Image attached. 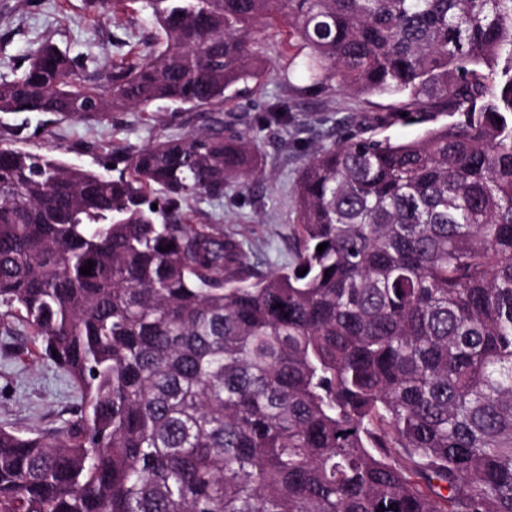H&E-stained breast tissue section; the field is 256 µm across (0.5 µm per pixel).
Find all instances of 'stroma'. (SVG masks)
<instances>
[{"mask_svg":"<svg viewBox=\"0 0 512 512\" xmlns=\"http://www.w3.org/2000/svg\"><path fill=\"white\" fill-rule=\"evenodd\" d=\"M155 32L147 14L99 17L88 11L85 0H0V75L17 74L20 61L51 40L103 77L113 64L127 60L131 49L147 53ZM283 105L286 118L278 135H271L266 112ZM397 105L392 96L356 95L339 88L299 92L268 71L259 89L241 90L224 111L229 123L244 117L243 131L256 138L265 157L262 176L249 190L227 189L222 202L193 203V220L221 225L243 241L251 261L262 269L288 266L296 222L294 185L313 147L333 141L343 123L394 141L417 138L423 126L395 117ZM200 123L198 113L177 112L162 102L152 114L115 112L102 123L43 112L0 113V139L102 171L118 149L180 136ZM77 400L62 371L40 358L29 330L0 323V426H62Z\"/></svg>","mask_w":512,"mask_h":512,"instance_id":"35a3bbf8","label":"stroma"}]
</instances>
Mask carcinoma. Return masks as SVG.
<instances>
[{
  "label": "carcinoma",
  "instance_id": "obj_1",
  "mask_svg": "<svg viewBox=\"0 0 512 512\" xmlns=\"http://www.w3.org/2000/svg\"><path fill=\"white\" fill-rule=\"evenodd\" d=\"M87 2L155 47L98 83L47 40L0 112L208 122L115 176L0 142V317L79 393L0 426V512H512V0ZM271 67L452 121L316 147L262 272L185 207L259 178L224 105Z\"/></svg>",
  "mask_w": 512,
  "mask_h": 512
}]
</instances>
